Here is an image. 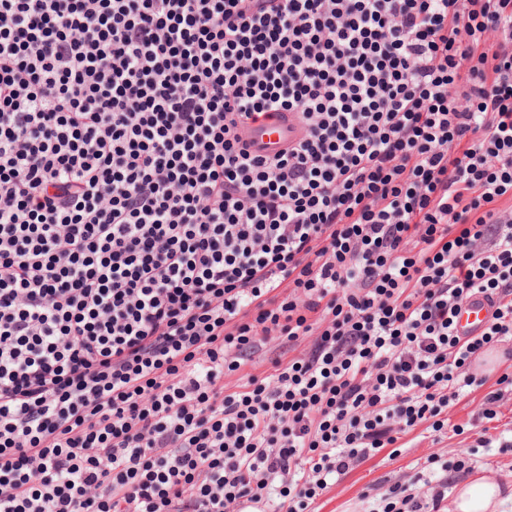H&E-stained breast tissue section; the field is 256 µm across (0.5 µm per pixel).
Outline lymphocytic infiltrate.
Instances as JSON below:
<instances>
[{
    "instance_id": "1",
    "label": "lymphocytic infiltrate",
    "mask_w": 512,
    "mask_h": 512,
    "mask_svg": "<svg viewBox=\"0 0 512 512\" xmlns=\"http://www.w3.org/2000/svg\"><path fill=\"white\" fill-rule=\"evenodd\" d=\"M511 339L512 0H0V512H309ZM299 126L288 112L273 117H259L240 125L241 144L246 143L252 152L274 155L288 149V145L298 137ZM491 315V307L479 298L465 304L455 318V331L459 336H476L487 325ZM283 349L277 341H269L256 349L245 365L233 376L224 380L228 387H232L236 380L245 374L264 376L271 371L272 361L282 354Z\"/></svg>"
}]
</instances>
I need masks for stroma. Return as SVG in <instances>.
Wrapping results in <instances>:
<instances>
[{"instance_id":"1","label":"stroma","mask_w":512,"mask_h":512,"mask_svg":"<svg viewBox=\"0 0 512 512\" xmlns=\"http://www.w3.org/2000/svg\"><path fill=\"white\" fill-rule=\"evenodd\" d=\"M506 372L512 374V360L499 362L484 386L466 388L450 401L442 431L418 427L337 476L312 504V512H368L389 487L428 474L429 460L434 456L448 463L440 479L452 481L480 471L512 483V448L507 445L512 439V390L495 405L493 419L481 416L484 395Z\"/></svg>"}]
</instances>
